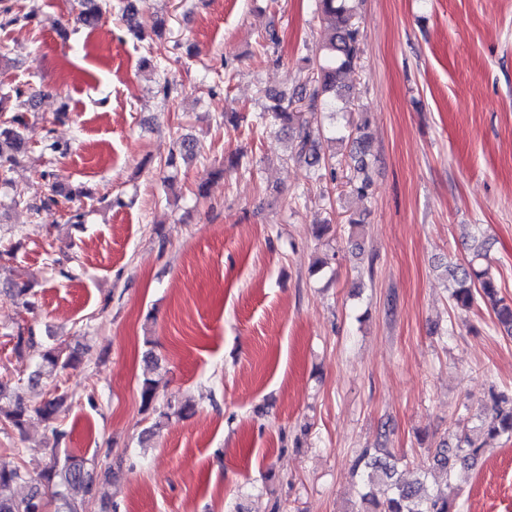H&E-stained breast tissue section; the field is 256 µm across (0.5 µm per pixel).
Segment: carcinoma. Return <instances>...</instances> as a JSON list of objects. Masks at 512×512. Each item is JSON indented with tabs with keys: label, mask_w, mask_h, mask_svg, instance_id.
Instances as JSON below:
<instances>
[{
	"label": "carcinoma",
	"mask_w": 512,
	"mask_h": 512,
	"mask_svg": "<svg viewBox=\"0 0 512 512\" xmlns=\"http://www.w3.org/2000/svg\"><path fill=\"white\" fill-rule=\"evenodd\" d=\"M81 9L76 17L79 24L88 28L102 25L112 9L110 0H79ZM350 0H320L324 41L315 55L317 77L308 92L304 93L308 108L314 110L319 104L328 105L347 97V89L341 79L355 68L360 58V28ZM35 12L23 15L13 12L12 6L0 0V29L24 26L35 18ZM14 102L7 107L8 102ZM28 92L15 87L0 95V112L11 109L10 120L0 124V183L10 181L13 170L28 156L29 147L24 135L27 127ZM255 121L264 127H277L293 139L292 157L308 169L318 172L331 167L332 154H322L315 139L314 130L308 119L300 112H291L283 105V98L255 116ZM351 139L347 165L357 173L350 181L352 191L363 196L369 184L362 176L367 167L370 142L361 127L346 136ZM342 135L332 137V142H341ZM195 143L184 139L178 150L171 152L161 164L163 168H174L177 159L194 150ZM451 282L450 298L454 306L469 310L480 304L490 308L497 325L512 335V304L500 296L499 289L490 274L484 244L474 247L473 257L465 265L447 267ZM10 290L19 299L21 306L31 311L35 308V292L29 280L12 282ZM82 363L76 350L68 351L62 345L53 343L45 347L40 361L29 375L32 382L44 376H51L68 369H75ZM140 399L144 408L156 415L155 426L172 415L189 417L193 405L175 399L159 401L152 380L145 379L140 385ZM67 396L57 395L47 399L38 413L51 426L56 439L65 437L57 422L66 408ZM28 408L20 400L7 410L0 411V432L24 435ZM512 439V395L491 394V403L476 416V423L468 432L457 437V443L450 449L443 444L430 450L432 467L441 471L446 478L447 491L434 490L428 484L429 473L425 472L408 481L403 479L398 466L400 460L382 452L380 448H366L356 459L353 475L360 478L359 498L364 512H456V495L452 486L454 468L469 464L487 450L489 441L498 438ZM31 474L24 466L0 470V512H87L92 500L96 499L92 482L83 463L68 456L55 460L54 464L41 472L44 489H35L23 497L14 493L15 487L29 482Z\"/></svg>",
	"instance_id": "1"
}]
</instances>
